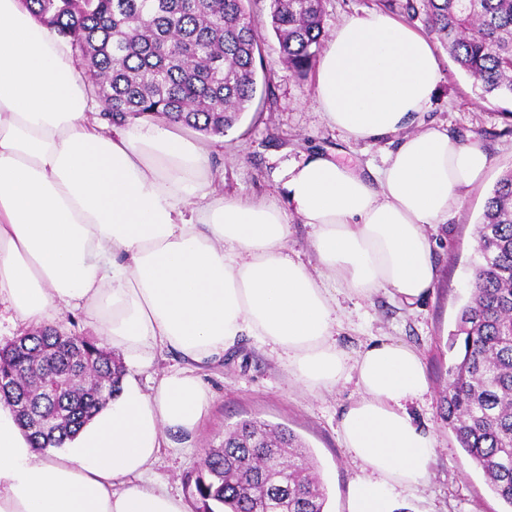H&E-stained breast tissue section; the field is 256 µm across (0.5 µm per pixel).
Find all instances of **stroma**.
<instances>
[{
  "label": "stroma",
  "instance_id": "35a3bbf8",
  "mask_svg": "<svg viewBox=\"0 0 512 512\" xmlns=\"http://www.w3.org/2000/svg\"><path fill=\"white\" fill-rule=\"evenodd\" d=\"M443 77L425 112L424 121L447 124L461 139H478L487 147L491 165L484 180L468 194L458 216L432 235L440 278L425 299L407 304L380 291L371 298L338 295L340 347L356 353L373 336H388L414 347L422 356L431 394L411 407L421 424L433 430L437 451L427 486L402 495L398 512H505L454 434L438 417V395L456 356L449 336L460 308L470 297L475 227L496 180L512 169V103L484 96L478 82L462 72L444 47H437ZM269 89L257 92L249 112L221 136L193 132L213 151V165L222 175L225 195L248 200L279 197L290 166L315 154H328L362 172L382 167L385 154L398 143L391 134L372 143L353 141L325 120L313 103L314 75L298 76L279 56L274 35L262 45ZM203 381L213 393L207 413L195 432L166 431L165 443L148 473L153 482L186 496L184 477L201 449L219 444L225 429L255 418L294 431L314 454L327 490V512H345L351 480L359 468L343 448L338 422L342 411L359 397L353 380L313 396L303 392L283 361L251 337H243L222 359L204 368Z\"/></svg>",
  "mask_w": 512,
  "mask_h": 512
}]
</instances>
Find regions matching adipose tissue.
Listing matches in <instances>:
<instances>
[{
	"label": "adipose tissue",
	"mask_w": 512,
	"mask_h": 512,
	"mask_svg": "<svg viewBox=\"0 0 512 512\" xmlns=\"http://www.w3.org/2000/svg\"><path fill=\"white\" fill-rule=\"evenodd\" d=\"M442 77L427 33L374 10L337 27L313 102L348 138L371 140L426 112ZM489 161L480 140L431 123L374 176L319 155L289 168L284 200L228 197L210 150L175 123L108 126L69 44L24 0H0V305L29 329L76 308L130 360L167 350L184 361L150 393L122 382L49 458L0 404V512H187L146 475L165 430L200 425L202 366L244 336L284 356L310 394L355 377L361 396L339 421L360 464L345 510L393 512L400 492L427 484L436 454L406 409L429 381L404 342L339 348L336 296L383 290L411 304L432 292L430 231L460 212ZM295 218L320 272L288 252Z\"/></svg>",
	"instance_id": "ef3b65f1"
}]
</instances>
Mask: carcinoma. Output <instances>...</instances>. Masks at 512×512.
<instances>
[{
  "label": "carcinoma",
  "instance_id": "obj_1",
  "mask_svg": "<svg viewBox=\"0 0 512 512\" xmlns=\"http://www.w3.org/2000/svg\"><path fill=\"white\" fill-rule=\"evenodd\" d=\"M69 41L88 89L113 124L165 117L192 130L222 135L257 93L256 59L264 32L299 75L317 62L324 36L323 0H270L263 20L250 0H25ZM429 33L484 94L512 99V0H384ZM478 261L471 295L449 347L463 336L440 418L512 508V171L487 198L476 225ZM66 375L71 387L44 394L42 379ZM124 367L93 339L45 328L0 345V402L34 446L59 448L121 390ZM55 416L48 430L35 419ZM185 487L192 512H326L315 458L279 423L244 420L205 451Z\"/></svg>",
  "mask_w": 512,
  "mask_h": 512
}]
</instances>
